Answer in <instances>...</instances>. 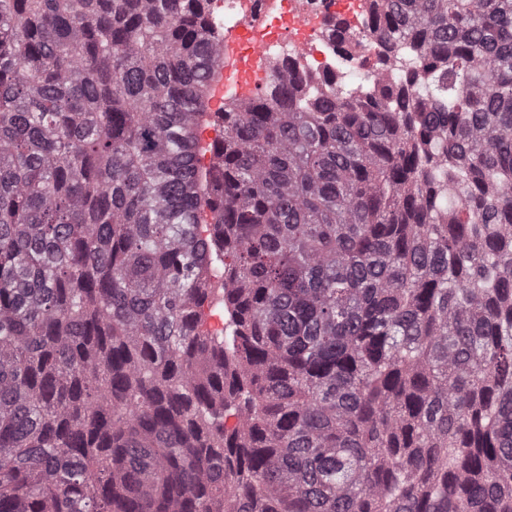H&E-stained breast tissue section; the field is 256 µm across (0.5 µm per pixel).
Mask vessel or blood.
<instances>
[{"mask_svg":"<svg viewBox=\"0 0 512 512\" xmlns=\"http://www.w3.org/2000/svg\"><path fill=\"white\" fill-rule=\"evenodd\" d=\"M236 33H229L226 39V53L221 68L210 78L209 99L212 110H220L227 92L251 97L263 85L265 55L262 49H255L248 58H240L235 51Z\"/></svg>","mask_w":512,"mask_h":512,"instance_id":"vessel-or-blood-1","label":"vessel or blood"}]
</instances>
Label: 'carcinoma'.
I'll return each mask as SVG.
<instances>
[{
    "instance_id": "cac0c4a2",
    "label": "carcinoma",
    "mask_w": 512,
    "mask_h": 512,
    "mask_svg": "<svg viewBox=\"0 0 512 512\" xmlns=\"http://www.w3.org/2000/svg\"><path fill=\"white\" fill-rule=\"evenodd\" d=\"M211 3L0 0V512H512V0L220 114Z\"/></svg>"
}]
</instances>
